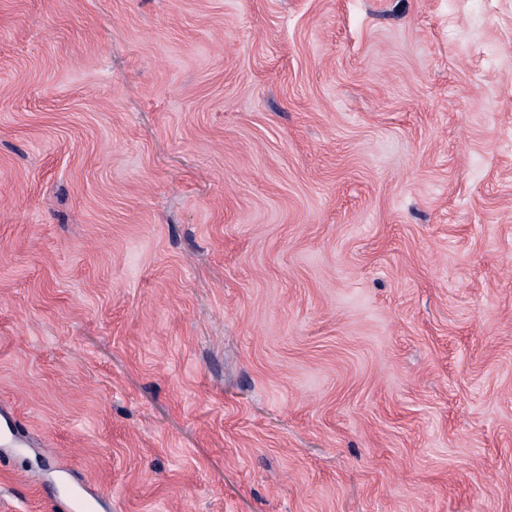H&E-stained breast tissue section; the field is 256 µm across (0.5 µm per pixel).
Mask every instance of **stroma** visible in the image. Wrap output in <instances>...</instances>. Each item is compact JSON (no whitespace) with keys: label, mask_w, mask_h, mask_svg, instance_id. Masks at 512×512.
I'll use <instances>...</instances> for the list:
<instances>
[{"label":"stroma","mask_w":512,"mask_h":512,"mask_svg":"<svg viewBox=\"0 0 512 512\" xmlns=\"http://www.w3.org/2000/svg\"><path fill=\"white\" fill-rule=\"evenodd\" d=\"M9 432L0 512H512V0H0Z\"/></svg>","instance_id":"1"}]
</instances>
